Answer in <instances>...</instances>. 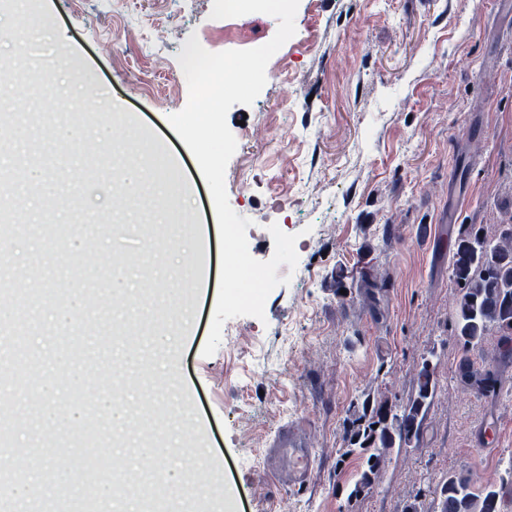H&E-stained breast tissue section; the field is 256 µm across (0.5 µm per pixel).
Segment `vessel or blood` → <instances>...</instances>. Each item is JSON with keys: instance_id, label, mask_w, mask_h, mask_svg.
<instances>
[{"instance_id": "vessel-or-blood-1", "label": "vessel or blood", "mask_w": 512, "mask_h": 512, "mask_svg": "<svg viewBox=\"0 0 512 512\" xmlns=\"http://www.w3.org/2000/svg\"><path fill=\"white\" fill-rule=\"evenodd\" d=\"M313 450L294 426L283 428L267 450L268 469L273 479L290 486L305 483L311 472Z\"/></svg>"}]
</instances>
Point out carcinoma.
<instances>
[{"label": "carcinoma", "instance_id": "carcinoma-1", "mask_svg": "<svg viewBox=\"0 0 512 512\" xmlns=\"http://www.w3.org/2000/svg\"><path fill=\"white\" fill-rule=\"evenodd\" d=\"M451 261L452 279L458 288L454 325L464 352L493 332L501 362H512V224L502 225L494 236L483 234L473 225L462 229L455 239ZM357 274L360 286L365 288L389 278L388 273L368 262ZM457 380L495 399L502 389L503 375L497 369L475 366L465 355L457 365ZM437 383L436 364L432 357H425L415 367L413 390L404 405L397 407L372 389L350 405L343 455L357 452L366 461L349 497L373 489L394 451L420 446ZM500 502V491L487 489L476 496L462 476L452 475L440 486V512H500Z\"/></svg>", "mask_w": 512, "mask_h": 512}]
</instances>
